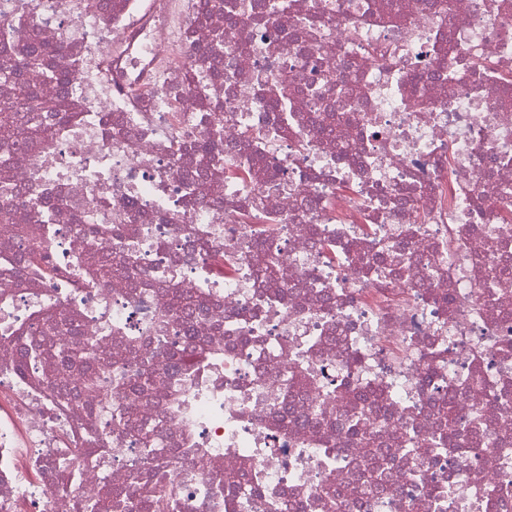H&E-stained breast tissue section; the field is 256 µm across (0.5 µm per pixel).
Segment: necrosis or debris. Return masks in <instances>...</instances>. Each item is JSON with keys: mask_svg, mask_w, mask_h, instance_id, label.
<instances>
[{"mask_svg": "<svg viewBox=\"0 0 512 512\" xmlns=\"http://www.w3.org/2000/svg\"><path fill=\"white\" fill-rule=\"evenodd\" d=\"M4 64L0 512H512V0H0Z\"/></svg>", "mask_w": 512, "mask_h": 512, "instance_id": "1", "label": "necrosis or debris"}]
</instances>
